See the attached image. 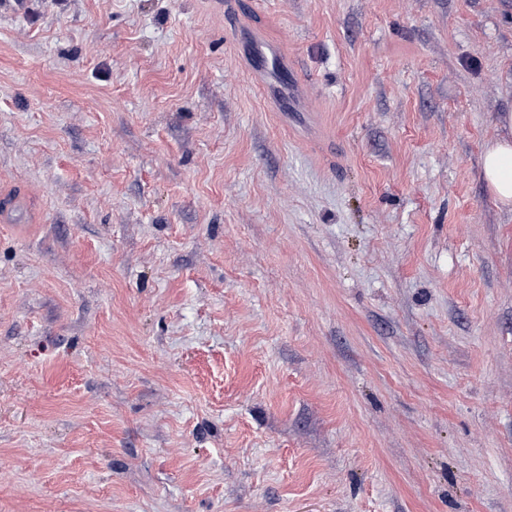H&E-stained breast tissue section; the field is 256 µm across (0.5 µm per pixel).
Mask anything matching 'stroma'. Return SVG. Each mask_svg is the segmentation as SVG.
Masks as SVG:
<instances>
[{"mask_svg":"<svg viewBox=\"0 0 512 512\" xmlns=\"http://www.w3.org/2000/svg\"><path fill=\"white\" fill-rule=\"evenodd\" d=\"M251 2L0 0V512H512V0ZM252 55L267 62L263 77L266 79L272 78L276 83H279L286 64L285 60L288 63V58H285V60L283 58L279 44L256 39L252 44ZM484 181L496 204L512 206V138L501 137L486 145L482 155Z\"/></svg>","mask_w":512,"mask_h":512,"instance_id":"1","label":"stroma"}]
</instances>
